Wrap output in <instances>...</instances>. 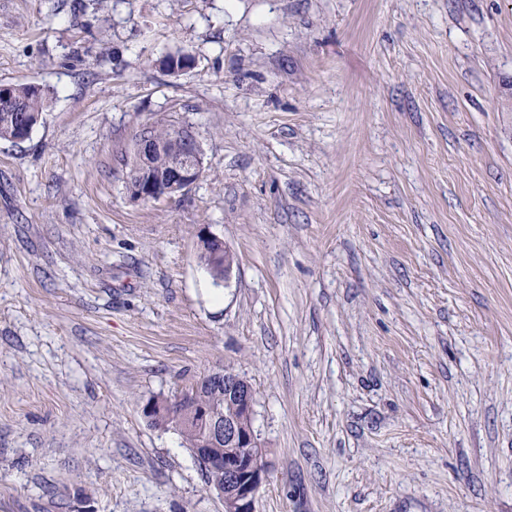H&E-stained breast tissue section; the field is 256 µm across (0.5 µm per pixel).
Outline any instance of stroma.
Listing matches in <instances>:
<instances>
[{"label": "stroma", "instance_id": "obj_1", "mask_svg": "<svg viewBox=\"0 0 512 512\" xmlns=\"http://www.w3.org/2000/svg\"><path fill=\"white\" fill-rule=\"evenodd\" d=\"M509 80L512 0H0V512H224L143 415L219 369L256 512H512ZM164 117L203 173L131 200ZM15 105L0 109V139L12 141L16 132L24 128L28 137L44 110L45 97L41 90L29 84H10ZM204 241L215 242L219 245L221 253L224 252V278H222L223 270L221 269V264L217 262L213 257V249L210 246H207L198 251V258L202 264H204L209 273L211 274L213 280L216 281H226L230 278L233 268H234V255L229 250V248L224 244L223 240L219 237L211 234L207 230L201 229L198 233V241L197 247L203 245Z\"/></svg>", "mask_w": 512, "mask_h": 512}]
</instances>
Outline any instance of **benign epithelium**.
Returning <instances> with one entry per match:
<instances>
[{
  "label": "benign epithelium",
  "instance_id": "7a95c632",
  "mask_svg": "<svg viewBox=\"0 0 512 512\" xmlns=\"http://www.w3.org/2000/svg\"><path fill=\"white\" fill-rule=\"evenodd\" d=\"M183 149L174 160L165 177L145 181L132 196L136 201L170 198L184 192L202 175L203 158L199 142L188 129L180 127ZM215 242L224 252V279H229L234 268V256L223 240L206 230L198 233L197 246ZM224 379V398L231 410L220 412L202 407L195 414L197 423L204 429L205 440L196 453L224 467V489L219 491L224 512H256L257 491L265 473L264 449L261 448L253 425L255 394L251 385L238 374L224 370L217 374ZM169 415L177 429L187 426V421L172 411V401L156 398L143 409L145 418L155 412Z\"/></svg>",
  "mask_w": 512,
  "mask_h": 512
}]
</instances>
